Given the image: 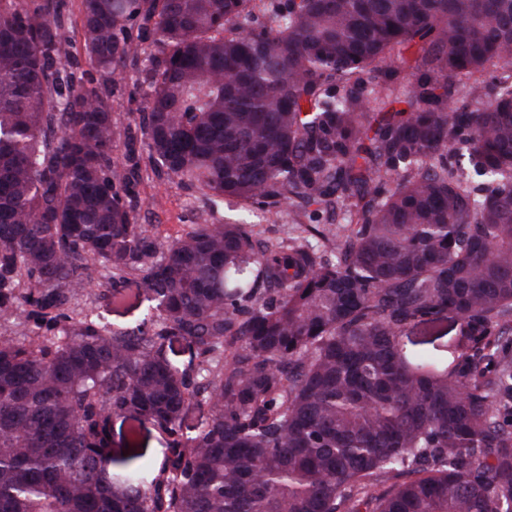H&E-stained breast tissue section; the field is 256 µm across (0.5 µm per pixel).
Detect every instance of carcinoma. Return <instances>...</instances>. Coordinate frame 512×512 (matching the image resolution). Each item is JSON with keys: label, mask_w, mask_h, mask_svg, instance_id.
Instances as JSON below:
<instances>
[{"label": "carcinoma", "mask_w": 512, "mask_h": 512, "mask_svg": "<svg viewBox=\"0 0 512 512\" xmlns=\"http://www.w3.org/2000/svg\"><path fill=\"white\" fill-rule=\"evenodd\" d=\"M79 12L77 55L63 0H0V317L35 328L0 336V512H512V0ZM145 40L137 135L93 74ZM140 136L213 202L298 218L260 249L208 217L160 242L130 219ZM319 213L347 223L314 242ZM93 266L137 326L73 320ZM448 313V361L408 350ZM119 417L165 436L161 462L114 456Z\"/></svg>", "instance_id": "carcinoma-1"}]
</instances>
